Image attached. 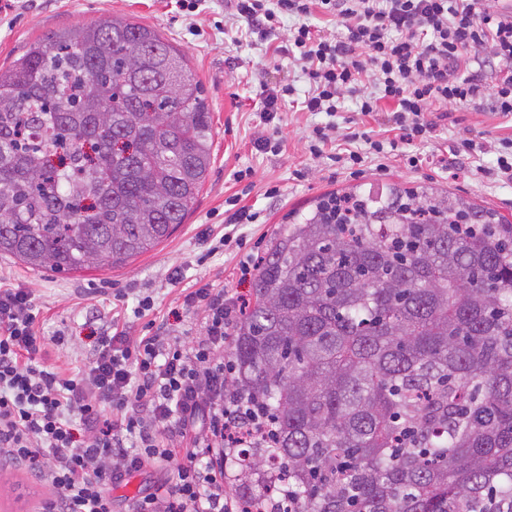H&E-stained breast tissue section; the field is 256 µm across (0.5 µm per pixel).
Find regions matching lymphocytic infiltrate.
<instances>
[{
  "instance_id": "obj_1",
  "label": "lymphocytic infiltrate",
  "mask_w": 512,
  "mask_h": 512,
  "mask_svg": "<svg viewBox=\"0 0 512 512\" xmlns=\"http://www.w3.org/2000/svg\"><path fill=\"white\" fill-rule=\"evenodd\" d=\"M246 33L271 41L274 57L299 67L309 89L302 111L326 114L307 149L321 157L345 97L358 112H387L389 141L366 138V150L334 155L357 168L367 155L429 143L434 105L488 98L512 119V11L479 0H229ZM326 26L309 24L314 13ZM292 26H285V19ZM343 27L345 36L330 32ZM504 65L493 83L478 67ZM249 306L246 295L209 285L183 297L199 314L191 339L154 331L130 335L118 327L97 336L74 376L48 368L51 345L36 330L31 288L0 287V467L24 469L41 481L36 512H243L224 469L239 449L274 445L266 406L236 389L224 349ZM184 456L176 464V456ZM153 470L165 480L117 510L111 488L131 473Z\"/></svg>"
}]
</instances>
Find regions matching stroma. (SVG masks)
<instances>
[{"mask_svg": "<svg viewBox=\"0 0 512 512\" xmlns=\"http://www.w3.org/2000/svg\"><path fill=\"white\" fill-rule=\"evenodd\" d=\"M0 0V66L8 64L43 33L72 25H90L125 17L148 25L177 47L186 57L211 104L213 118V165L193 211L185 224L162 244L115 268H89L71 274L34 272L17 260L0 258V284H26L35 292L40 310L37 329L48 339H58L48 366L68 375L76 374L93 343L92 337L111 320L126 323L131 335H139L145 321L165 323L171 310L179 308L185 293L211 283L228 291H250L242 281L240 264L249 254L265 253L270 238L279 230L288 212L307 209L321 194L356 185L399 183L448 188L477 204L496 209L512 222V185L490 174L499 138L512 135V122L491 112L488 99L466 105L451 104L432 114L437 123L433 141L421 147L422 166L411 168L391 156L371 158L363 176H348L333 153L357 146V137L388 136L386 125L358 114L353 104L335 117L336 130L326 156L315 158L306 148L307 136L318 118L287 103L277 126L264 124L256 93L263 80L285 75L298 90L306 83L298 69L278 67L266 54L261 41L237 44V27L227 0H200L195 13L182 10L180 0H15L4 9ZM280 132L284 147L279 154L258 152L253 142L259 136ZM473 138L484 155L483 169L463 162L441 167L451 157L462 137ZM253 171L254 186L242 194V205L258 212L259 223L239 226L244 246H219L224 234V201L242 193L236 171ZM277 186L270 198L266 189ZM132 290L154 298L146 319L134 318L131 310L114 300L117 291ZM40 483L25 470H0V512H30Z\"/></svg>", "mask_w": 512, "mask_h": 512, "instance_id": "stroma-1", "label": "stroma"}]
</instances>
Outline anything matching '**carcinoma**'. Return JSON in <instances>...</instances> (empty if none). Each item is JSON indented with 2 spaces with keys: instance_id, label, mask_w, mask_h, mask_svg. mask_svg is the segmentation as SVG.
<instances>
[{
  "instance_id": "carcinoma-1",
  "label": "carcinoma",
  "mask_w": 512,
  "mask_h": 512,
  "mask_svg": "<svg viewBox=\"0 0 512 512\" xmlns=\"http://www.w3.org/2000/svg\"><path fill=\"white\" fill-rule=\"evenodd\" d=\"M208 98L154 29L51 30L0 67V256L114 267L167 240L212 162ZM233 331L273 448L236 492L297 512H512V224L431 186L290 213Z\"/></svg>"
}]
</instances>
